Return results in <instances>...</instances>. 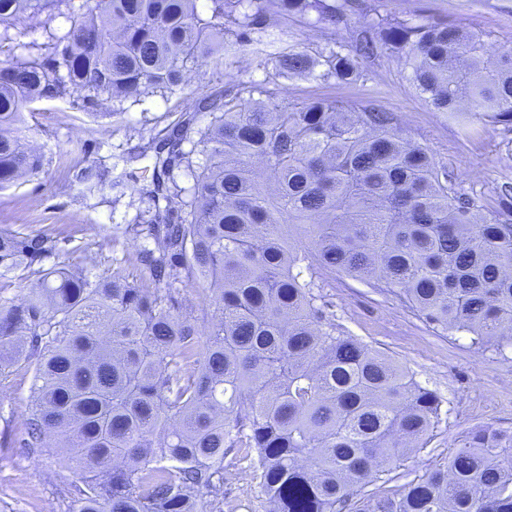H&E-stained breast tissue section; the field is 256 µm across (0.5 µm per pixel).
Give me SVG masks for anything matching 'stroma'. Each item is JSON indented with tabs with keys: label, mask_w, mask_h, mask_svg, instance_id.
Returning <instances> with one entry per match:
<instances>
[{
	"label": "stroma",
	"mask_w": 512,
	"mask_h": 512,
	"mask_svg": "<svg viewBox=\"0 0 512 512\" xmlns=\"http://www.w3.org/2000/svg\"><path fill=\"white\" fill-rule=\"evenodd\" d=\"M379 16L462 26L482 40L490 57L512 46V0H345L344 16L333 26L296 15L273 16L271 24L282 45L313 54L337 43L354 48ZM242 80L269 83L285 103L325 98L383 108L403 137L428 147L457 190L479 198L486 211H499L502 187L512 186V129L468 113L435 111L411 83L403 61L390 53L361 59L357 79L339 83L279 77L271 61L245 50L220 65L193 66L181 89L141 95L116 117L105 99L84 106L68 100L36 104L27 121L44 166L38 175L0 189V230L47 233L59 261L100 277L148 279L138 257L142 241L129 228L149 201L132 174L153 166L152 138L193 110L197 98ZM317 284L338 331L401 363L443 399L426 447L407 455L397 470L380 474L366 494L393 496L427 469L445 466L473 428L512 431L511 348L501 354L476 348L468 334L445 333L365 280L326 272ZM34 384L33 369L21 362L8 366L0 379V512H68L81 485L65 456L23 445ZM223 509L266 512L245 450L224 458Z\"/></svg>",
	"instance_id": "stroma-1"
}]
</instances>
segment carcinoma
I'll return each instance as SVG.
<instances>
[{
  "mask_svg": "<svg viewBox=\"0 0 512 512\" xmlns=\"http://www.w3.org/2000/svg\"><path fill=\"white\" fill-rule=\"evenodd\" d=\"M68 0H0V41ZM46 52L0 62V188L38 174L23 111L77 93L121 103L184 83L188 65L263 54L271 14L334 23L328 0H85ZM235 40H224L225 25ZM387 50L434 110L512 127V47L484 58L458 25L368 24L355 53H271L278 76L358 75ZM252 81L198 99L143 168L150 217L132 228L145 282L45 264L40 232L0 230V377L37 381L27 444L85 473L68 512H217L224 455L254 454L267 512H512V432L469 430L443 468L393 497L364 489L424 447L443 399L379 350L336 331L320 272L369 279L480 348L512 346V200L484 214L448 171L371 105L276 103ZM191 145L185 149V145ZM204 161L193 164L194 152ZM193 181L182 196L174 170ZM206 302L187 305L180 285Z\"/></svg>",
  "mask_w": 512,
  "mask_h": 512,
  "instance_id": "cac0c4a2",
  "label": "carcinoma"
}]
</instances>
